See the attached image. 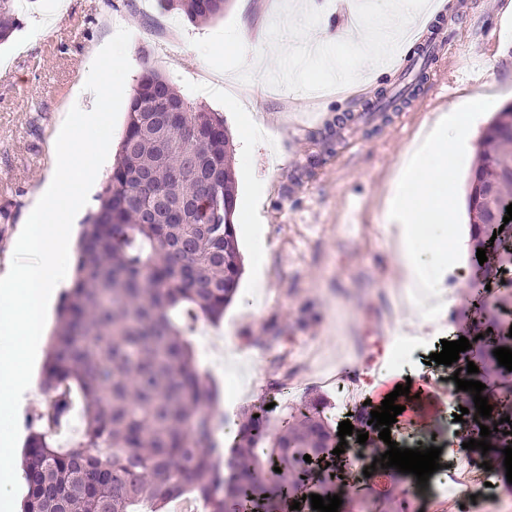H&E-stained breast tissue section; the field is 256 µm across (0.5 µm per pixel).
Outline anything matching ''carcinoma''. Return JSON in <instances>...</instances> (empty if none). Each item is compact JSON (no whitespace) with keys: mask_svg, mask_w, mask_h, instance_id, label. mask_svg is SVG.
Listing matches in <instances>:
<instances>
[{"mask_svg":"<svg viewBox=\"0 0 512 512\" xmlns=\"http://www.w3.org/2000/svg\"><path fill=\"white\" fill-rule=\"evenodd\" d=\"M229 3L160 0L163 10L194 23L224 16ZM19 26L15 0H0V45ZM186 123L196 131L190 144L180 133ZM230 150L223 115L191 103L157 70L138 78L112 175L83 222L74 288L48 345L47 404L25 441L22 512H134L144 503L163 512L189 497L209 512H226L247 495L281 488L309 466L304 455L314 460L327 447L328 423L316 402L283 418L268 448L260 407L240 410L229 451L211 436L215 393L199 379L176 314L220 317L237 288L242 260ZM478 151L466 206L481 245V225L503 219L512 199V103L496 113ZM193 159L216 179L218 213L154 209L159 198L196 196L184 172ZM487 361L498 389L512 390V371L491 351ZM75 391L84 426L62 451L53 429L69 418ZM264 458L281 472L262 468Z\"/></svg>","mask_w":512,"mask_h":512,"instance_id":"cac0c4a2","label":"carcinoma"}]
</instances>
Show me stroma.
Segmentation results:
<instances>
[{
    "mask_svg": "<svg viewBox=\"0 0 512 512\" xmlns=\"http://www.w3.org/2000/svg\"><path fill=\"white\" fill-rule=\"evenodd\" d=\"M343 0H306L305 16L294 19L289 0H232L223 18L193 23L161 9L158 0H19L21 30L0 46V269L11 263L14 240L29 207L51 170L52 143L63 115L74 104L76 87L88 76V62L115 34L122 17L131 33L133 65L124 89L132 91L144 64L172 79L191 101L223 113L236 171V224L243 271L237 300L224 311L236 350L255 361L250 377L213 364L198 366L200 379L233 411L261 406L269 433L293 407L319 401L325 407L332 444L357 448L355 432L339 438V424L360 402L354 383H326L338 357L362 362L401 336L405 310L399 274L387 230L386 202L402 152L435 118L467 95L512 102V0H448L446 17L456 20L452 40L437 45L431 69L438 81L417 83L396 105L378 110L383 94L398 85L408 58L386 57L374 86L330 83L319 66L300 70L269 55L262 68L228 42L246 28L268 43L293 44L296 26L342 31ZM221 82L222 95L210 92ZM319 82L329 94H312ZM492 117L484 112L472 128L461 165L449 176L456 200L448 247L446 283L455 295L451 309L438 314L442 329L411 338L404 363L385 360L396 377H427L434 395L418 417L403 414L390 427L401 448H428L433 442H466V426L455 421L461 403L453 395L454 367L429 363L441 341L458 340L467 314L474 245L465 226L466 183L477 164L476 143ZM261 269L263 287L251 274ZM502 451L474 450L465 465L476 484L471 499H449L434 472L426 487L410 490L406 474L385 482L364 476L372 457L348 472L319 464L304 484L255 502L254 512H313L310 495L355 490L374 502L375 512H486L490 483H504Z\"/></svg>",
    "mask_w": 512,
    "mask_h": 512,
    "instance_id": "35a3bbf8",
    "label": "stroma"
}]
</instances>
